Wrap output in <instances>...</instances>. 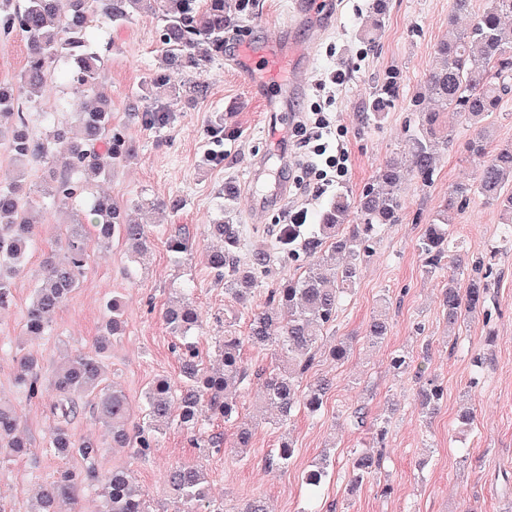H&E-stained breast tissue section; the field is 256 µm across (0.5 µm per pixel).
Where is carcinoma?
<instances>
[{
  "label": "carcinoma",
  "mask_w": 512,
  "mask_h": 512,
  "mask_svg": "<svg viewBox=\"0 0 512 512\" xmlns=\"http://www.w3.org/2000/svg\"><path fill=\"white\" fill-rule=\"evenodd\" d=\"M25 0L22 10L12 9L13 0H0V27L8 29L14 21L29 41L24 70L16 83L0 85V141H7L10 175L0 182V307L12 299L14 279L24 270L28 253L36 245L38 225L28 210L26 180L30 162L48 165V177L40 186L43 196L64 207L77 192L73 175L108 177L112 163L125 153V144L112 133L110 100L100 91V59L87 50V29L95 21L112 24L126 22L141 13H160L163 25L159 36L164 46V73L155 85H169L171 74L188 68L199 69L224 52V34L235 26L237 17L249 12L254 0ZM512 16V0H489L465 33L440 43L433 64L417 94L429 99L433 110L423 113L418 131L405 143L409 170L390 159L379 169L374 180L363 191L356 211L339 196L325 205L320 223L292 229L290 253L307 258L302 271L280 280L270 291L269 303L255 313L247 336L240 337L224 326V336L215 348L220 367L204 366L195 345L201 327L199 312L190 299H176L165 308L163 317L171 334L179 340L180 381L159 378L143 392L142 400L148 430L138 432L137 444L142 452L153 447L151 436L163 431L172 417L173 401H179L177 423L192 435H200L201 447L219 449L224 446V433H205L202 411L224 419L235 426L234 448L244 455L250 449V424L236 417L238 398L246 393L251 373L241 358L243 342L277 350L278 371L265 376L258 402L273 407L276 423L288 424L296 407L314 416L321 412L329 383L313 379L302 383L313 364L318 341L336 321L342 294L356 284L360 265L371 253L370 243L383 224L397 221L401 210L400 185L406 174L413 173L423 183L432 179L438 149L448 148L449 133L441 116L448 110L460 112L477 125V134L468 150L477 158L479 168L476 186L460 184L450 192V206L465 207L472 190L507 214L512 224V194L505 193V181L512 180V142L493 144V133L485 118L497 111L500 102L512 92V34L505 33L504 21ZM72 62L76 87L89 99V104L72 113L71 123L49 121L50 130L43 137L29 131L23 117L15 112L22 99L36 103L43 96L48 80L49 63L57 59ZM87 208L92 222L84 224L76 218L67 225L63 255L43 254L42 275L34 291L24 334L30 338L42 335L49 316L69 299L79 287L88 262V238L110 241L117 236L134 246L141 257L148 251L147 225L124 220L120 207L105 193L88 195ZM352 229L344 232V226ZM448 208L436 213L420 242L428 272L440 268L452 252ZM208 233L220 239L222 246L205 253L208 267L224 282V293L237 303L246 302L258 285V275L272 268L273 255L256 249L246 261L239 256V225L224 218L207 227ZM472 277L462 288L448 282L443 295V314L453 327L465 316L485 311L490 300L492 275L490 261L478 257L472 261ZM111 317L97 342L96 352L77 353L59 361L54 368L51 387L55 393L50 411L57 426L48 438L49 448L57 455L76 456L87 464L82 473L66 470L55 480L39 487L30 512H61L59 504L75 501L87 478L96 477L95 461L100 447L94 441L78 438L71 424L85 410L79 395L96 394L94 411L112 434V447L123 448L131 442L129 424L132 405L126 394L115 388L103 389L102 367L98 352L111 339L123 334L124 303L118 298L109 302ZM387 335L386 322L374 318L367 324L365 337L378 343ZM351 351V341L338 338L329 356L344 361ZM16 384L28 399L41 394L40 362L32 354L19 361ZM419 405L423 413L438 410L443 388L432 378L420 385ZM350 420L357 428H376L378 439H384L385 428L368 423V412L361 406L351 412ZM18 415L14 407L0 401V462L16 461L27 455L30 444L18 432ZM295 454L290 443L268 455L270 470H282ZM329 455L312 465L303 476L309 491H317L329 478ZM381 456L366 452L351 461L349 481L359 485L374 479L380 470ZM173 512H223L210 498L206 469L201 464L176 466L166 474ZM102 500L99 512H147L138 493L133 471L114 467L101 482Z\"/></svg>",
  "instance_id": "cac0c4a2"
}]
</instances>
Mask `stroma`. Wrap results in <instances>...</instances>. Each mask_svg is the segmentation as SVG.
Listing matches in <instances>:
<instances>
[{
  "label": "stroma",
  "instance_id": "1",
  "mask_svg": "<svg viewBox=\"0 0 512 512\" xmlns=\"http://www.w3.org/2000/svg\"><path fill=\"white\" fill-rule=\"evenodd\" d=\"M373 0H329L327 9L297 27H289L291 0H257L224 36V54L206 67L172 76L176 93L164 96L152 84L159 71L162 46L159 16L144 13L122 24L98 23L89 43L102 61V83L112 103V124L128 148L112 174L96 185L111 195L132 221H147L150 254L136 262L130 246L113 240L103 246L90 241V259L78 288L49 318L43 336L22 339L44 252L64 243L70 212L82 209L74 199L68 210L37 198L34 212L41 235L25 271L14 281L13 298L0 308V398L17 407L20 429L31 448L20 460L0 463V512H29L36 487L65 468H82V461L57 457L47 446L56 422L46 403L53 397L28 400L15 376L21 355L38 357L43 378H50L60 353L93 352L110 317L108 302L125 303L126 331L112 339L101 360L107 385L121 389L132 405H140L154 379L178 378L174 338L162 313L175 291L189 294L202 320L196 338L204 362L214 359V345L225 326L246 334L249 321L268 299L277 279L293 276L297 264L280 253L273 230L290 209L306 207L309 223L336 194L357 203L363 189L386 161L402 154L407 136L417 124L415 97L429 72L435 48L448 34L453 0H385L381 28L370 32L366 20ZM308 44L313 64L309 83L298 96L279 104L277 112L249 91L250 75L240 60L242 49L261 54L279 35ZM343 64L348 82L330 104L334 126L349 155L348 173L338 192L307 195L287 187L289 176L307 170L299 125L313 104L324 103L319 81ZM206 86V96L192 95L190 86ZM388 98L383 114H375L379 98ZM165 103L173 118L163 127L145 125L140 115ZM85 104L73 87L64 63L51 66L46 91L38 106L22 105L30 130L43 135L47 112L65 117ZM444 121L451 135L447 149L435 161L430 183L407 175L400 190L402 209L396 223L382 225L372 243L373 255L360 267L355 286L344 294L336 321L322 340L310 378L330 381L318 415L296 411L287 426L275 425L271 414L256 407L255 393L245 394L239 413L252 422L251 453L237 456L232 427L224 429L221 451L200 456L192 436L178 425L159 435L148 454L136 448H116L92 410H85L73 432L94 440L102 449L96 468L131 469L150 512H162L165 475L177 465L204 463L211 496L224 512H235L245 500L259 498L269 512H502L512 500V224L501 221L498 206L471 194L468 205L454 213L450 227L459 251L471 257L491 256L490 279L495 299L489 313L466 315L448 328L441 299L449 279L466 283L470 268L427 272L420 242L425 226L457 184L474 183L478 162L467 144L474 127L465 116L448 112ZM224 128L223 140H213V126ZM223 152L220 163L206 160L208 151ZM235 187L224 195L225 183ZM288 190L279 202L276 187ZM178 199V210L167 201ZM234 215L243 230V248L263 246L276 253L274 274L261 278L247 305L236 304L224 292L204 262L217 246L208 224L223 211ZM183 227L193 243L192 255L175 258L167 248L169 235ZM384 316L386 339L368 345L364 334L372 317ZM494 343H487L488 333ZM352 337L353 350L344 362L333 361L327 348L339 337ZM405 356L408 367L396 370L394 356ZM483 366H475L474 356ZM444 389L436 415L424 417L417 398V369ZM366 406L369 417L384 422L385 439L379 482L357 488L348 485L347 471L354 451L369 448L370 432L355 429L351 411ZM470 408L474 422L461 428L458 415ZM296 451L287 469L272 472L265 458L283 439ZM332 461V475L319 495H311L302 477L322 456ZM390 494H382L380 483Z\"/></svg>",
  "mask_w": 512,
  "mask_h": 512
}]
</instances>
